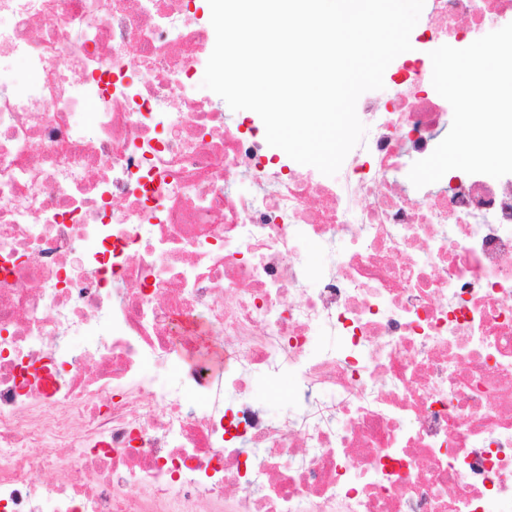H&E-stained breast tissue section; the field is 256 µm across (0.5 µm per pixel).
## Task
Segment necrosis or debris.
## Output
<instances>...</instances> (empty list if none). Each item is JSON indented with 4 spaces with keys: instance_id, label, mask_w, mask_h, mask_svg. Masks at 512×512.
Returning <instances> with one entry per match:
<instances>
[{
    "instance_id": "4bbe7bcc",
    "label": "necrosis or debris",
    "mask_w": 512,
    "mask_h": 512,
    "mask_svg": "<svg viewBox=\"0 0 512 512\" xmlns=\"http://www.w3.org/2000/svg\"><path fill=\"white\" fill-rule=\"evenodd\" d=\"M428 4L325 178L194 93L186 0H0V512H512V174L398 179L512 0ZM289 395L288 381H283L275 387L257 386L253 392V399L265 407L272 418L278 419L288 413L292 406Z\"/></svg>"
}]
</instances>
